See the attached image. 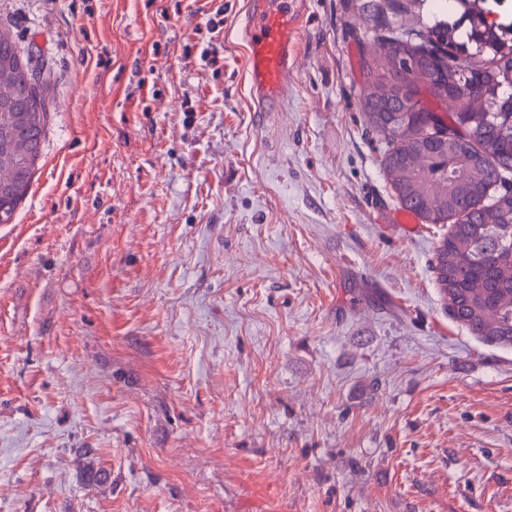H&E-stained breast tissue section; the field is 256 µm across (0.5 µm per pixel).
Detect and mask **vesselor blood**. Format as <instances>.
<instances>
[{"mask_svg": "<svg viewBox=\"0 0 512 512\" xmlns=\"http://www.w3.org/2000/svg\"><path fill=\"white\" fill-rule=\"evenodd\" d=\"M303 0H249L241 29L251 107L278 112L300 50Z\"/></svg>", "mask_w": 512, "mask_h": 512, "instance_id": "1", "label": "vessel or blood"}]
</instances>
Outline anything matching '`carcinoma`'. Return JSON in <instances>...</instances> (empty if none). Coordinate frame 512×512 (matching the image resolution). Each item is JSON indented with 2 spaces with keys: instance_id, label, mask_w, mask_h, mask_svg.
Segmentation results:
<instances>
[{
  "instance_id": "1",
  "label": "carcinoma",
  "mask_w": 512,
  "mask_h": 512,
  "mask_svg": "<svg viewBox=\"0 0 512 512\" xmlns=\"http://www.w3.org/2000/svg\"><path fill=\"white\" fill-rule=\"evenodd\" d=\"M500 0H346L363 24L370 80L366 125L388 143L382 167L397 202L428 224H449L434 250L448 315L471 334L512 345V23ZM15 39L0 31V224L28 194L47 109ZM439 109L418 97V83Z\"/></svg>"
}]
</instances>
